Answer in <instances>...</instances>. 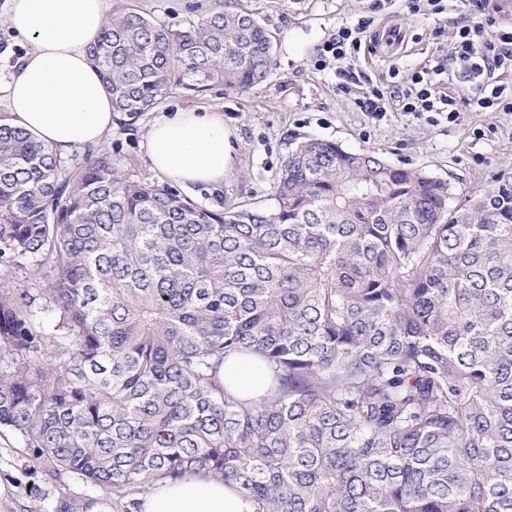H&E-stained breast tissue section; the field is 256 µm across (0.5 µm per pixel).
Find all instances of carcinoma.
<instances>
[{"mask_svg":"<svg viewBox=\"0 0 512 512\" xmlns=\"http://www.w3.org/2000/svg\"><path fill=\"white\" fill-rule=\"evenodd\" d=\"M89 55L129 128L173 88L265 81L275 37L242 9H130ZM452 199L310 139L271 205L209 209L1 122L0 439L56 512H136L192 474L253 512H512V178ZM241 355L257 398L224 381ZM225 380L240 393L247 396L260 394L266 381L264 371L249 357H233L224 367Z\"/></svg>","mask_w":512,"mask_h":512,"instance_id":"1","label":"carcinoma"}]
</instances>
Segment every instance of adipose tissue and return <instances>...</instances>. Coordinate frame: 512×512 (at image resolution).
Masks as SVG:
<instances>
[{"label": "adipose tissue", "mask_w": 512, "mask_h": 512, "mask_svg": "<svg viewBox=\"0 0 512 512\" xmlns=\"http://www.w3.org/2000/svg\"><path fill=\"white\" fill-rule=\"evenodd\" d=\"M109 0H8L10 27L33 43L0 86L5 120L51 144L61 156L98 145L114 123L112 98L87 49L107 19ZM234 150L220 112L180 111L157 117L146 140L153 168L184 185H218ZM225 380L260 394L264 371L251 358H231ZM139 512H253L236 488L197 475L157 483Z\"/></svg>", "instance_id": "adipose-tissue-1"}]
</instances>
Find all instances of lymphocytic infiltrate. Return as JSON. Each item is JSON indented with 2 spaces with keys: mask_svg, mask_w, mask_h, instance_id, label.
Listing matches in <instances>:
<instances>
[{
  "mask_svg": "<svg viewBox=\"0 0 512 512\" xmlns=\"http://www.w3.org/2000/svg\"><path fill=\"white\" fill-rule=\"evenodd\" d=\"M452 67L471 82L475 110L512 112V88L499 84L496 78L497 72H512V27L501 25L491 13L482 23L458 27L451 57L436 58L412 74L404 111L456 115L460 103L455 94L438 88L442 76Z\"/></svg>",
  "mask_w": 512,
  "mask_h": 512,
  "instance_id": "obj_1",
  "label": "lymphocytic infiltrate"
}]
</instances>
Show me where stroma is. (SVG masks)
<instances>
[{
    "mask_svg": "<svg viewBox=\"0 0 512 512\" xmlns=\"http://www.w3.org/2000/svg\"><path fill=\"white\" fill-rule=\"evenodd\" d=\"M219 6L254 12L270 29L277 44L271 74L242 91L221 84L195 95L175 90L134 126H113L100 146L131 178L157 179L145 152L149 129L159 113L180 109L223 112L234 134L235 153L223 183L183 191L206 207L269 204L283 159L306 137L372 150L394 166L449 180L457 205L482 194L497 177L512 175V112L467 107L471 84L453 71L448 85L464 103L457 119L444 112H406L400 104L405 86L390 76L394 68L410 76L451 54L457 27L483 22L486 11L498 10L501 22L512 23V0H447L443 11L417 14L408 0H110L111 13L132 8L170 25L198 20ZM363 16L373 17L372 32L399 28L402 43L386 50L367 39L355 56L320 58L325 41ZM350 68L390 88L382 119L361 111L354 95L340 90L339 74ZM17 445L13 438L0 440V512L37 503L32 491L38 480L23 472L13 453Z\"/></svg>",
    "mask_w": 512,
    "mask_h": 512,
    "instance_id": "stroma-1",
    "label": "stroma"
}]
</instances>
